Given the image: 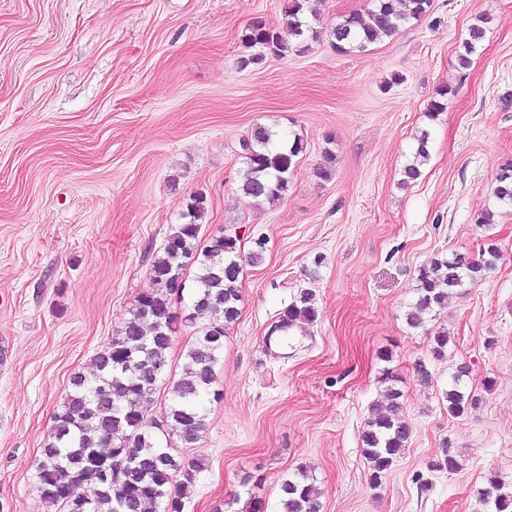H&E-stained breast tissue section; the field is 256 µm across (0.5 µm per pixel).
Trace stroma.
<instances>
[{
  "label": "stroma",
  "instance_id": "stroma-1",
  "mask_svg": "<svg viewBox=\"0 0 512 512\" xmlns=\"http://www.w3.org/2000/svg\"><path fill=\"white\" fill-rule=\"evenodd\" d=\"M287 3L0 0V512H52L36 488L50 417L151 288L195 195L201 240L238 237L244 259L206 430L172 442L205 465L184 512H241L254 497L280 512V485L302 466L322 512H479L489 477L512 484V207L494 195L512 162V0H433L395 36L349 53L329 31L371 0H309L319 36L306 51L242 66L245 27L285 30ZM444 87L447 108L430 115ZM258 124L306 145L272 206L239 190L240 142ZM424 131L429 158L403 185ZM327 149L336 166L323 181ZM486 211L493 223H478ZM491 244L496 268L409 328L419 268ZM305 290L316 321L271 345ZM439 330L449 341L437 361ZM387 370L412 433L375 488L361 433ZM456 379L481 398L461 416L445 398ZM444 451L459 469L429 471ZM491 22V17L482 14L476 18V21L470 26L468 38L463 42V50L457 56L458 65L462 69H466L470 64V56L476 51L477 46L485 37L487 25Z\"/></svg>",
  "mask_w": 512,
  "mask_h": 512
}]
</instances>
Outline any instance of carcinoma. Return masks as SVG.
I'll return each mask as SVG.
<instances>
[{
    "label": "carcinoma",
    "mask_w": 512,
    "mask_h": 512,
    "mask_svg": "<svg viewBox=\"0 0 512 512\" xmlns=\"http://www.w3.org/2000/svg\"><path fill=\"white\" fill-rule=\"evenodd\" d=\"M308 0H289L288 36L252 22L243 35L250 48L260 47L281 56L291 49L300 50L306 38H316L306 21ZM431 0H374L366 15H345L331 27L336 48L344 53L365 48L383 38L396 35L411 20L427 14ZM491 17L482 14L470 26L458 65L465 69L470 56L485 37ZM428 134L421 135L415 157L403 172L407 185L421 175L420 166L428 160ZM303 140L294 136L285 142L271 128L257 125L241 142L246 163L241 190L255 201L275 203L287 191L289 176L303 152ZM336 157L327 149L316 174L321 180L332 177ZM495 197L512 205V166L497 176ZM204 216L203 199L193 197L186 204L189 222L179 224L167 238L162 254L151 268L154 288L136 297L127 319L116 336L95 355L90 374L77 373L71 378L73 391L57 406L52 424L44 436L36 464L37 491L45 503L60 506L64 512H183L184 495L204 470L202 461L184 462L162 446L152 430L164 437H176L194 444L205 428L203 401L216 394V366L230 325L239 317L241 301V247L239 238L216 235L204 247L199 245L200 221ZM500 260L494 245L480 250L475 260L456 253L437 258L419 268L418 297L406 314L412 329L423 327L426 316L445 307L448 294L475 282L491 271ZM192 263L198 273L191 286V304L183 311L174 310L172 295L184 291L186 280L180 272ZM193 318L185 315L196 310ZM318 316L315 294L303 291L280 317L278 331L313 323ZM196 329L193 343L184 355L179 377H172L168 352L180 327ZM448 333L438 331L432 337L434 359L445 358ZM160 369L153 378L148 371ZM161 383L169 384L170 404L159 419L146 420L139 410L142 401L156 393ZM448 389V412L461 416L479 404L480 398L458 387ZM388 407L373 408L362 432V452L369 464L372 487L382 483L401 451L407 447L411 429L400 416L402 393L388 387ZM180 476L173 484L174 476ZM82 485L93 487L90 497L75 495ZM321 491L309 480L307 471L299 479L281 484L282 512H320ZM482 512H512V488L496 476L477 490Z\"/></svg>",
    "instance_id": "carcinoma-1"
}]
</instances>
